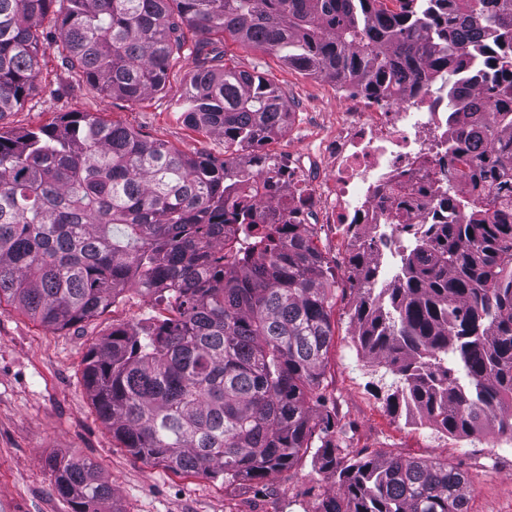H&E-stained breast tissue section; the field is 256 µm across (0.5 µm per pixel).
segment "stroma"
Returning <instances> with one entry per match:
<instances>
[{
	"label": "stroma",
	"mask_w": 512,
	"mask_h": 512,
	"mask_svg": "<svg viewBox=\"0 0 512 512\" xmlns=\"http://www.w3.org/2000/svg\"><path fill=\"white\" fill-rule=\"evenodd\" d=\"M222 49L225 63L262 73L291 103L290 126L269 143L270 153L282 157L313 148L332 134L337 113L354 105L353 99L340 97L333 83L286 65L274 54L229 38ZM193 70L192 59H180L163 92L133 103L71 83L50 50L41 61L39 92L23 108L1 117L0 130L35 129L66 112H95L185 153L220 158L223 137L189 128L178 112L180 93ZM312 231L335 274L329 292L334 336L323 395L325 409L336 416L342 446L353 454L448 460L469 479L470 512H512V448H500L496 432L451 436L437 432L418 413L398 415L387 407L380 376L356 344L349 246L332 226L317 224ZM164 313L163 305L134 289L100 316L60 330L47 329L13 307H0V512H71L53 489L47 467L52 456L92 459L112 486L116 512H317L322 500L336 494L335 474L309 457L271 473L262 484L227 489L202 476H183L141 461L117 447L84 385L85 355L114 326L145 325Z\"/></svg>",
	"instance_id": "obj_1"
}]
</instances>
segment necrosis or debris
<instances>
[{"mask_svg": "<svg viewBox=\"0 0 512 512\" xmlns=\"http://www.w3.org/2000/svg\"><path fill=\"white\" fill-rule=\"evenodd\" d=\"M448 93L429 90L417 99L405 89L381 102H364L337 115L334 134L314 154L296 152L282 171L261 180L255 201L265 221L332 224L339 236L350 225L379 241L374 255L378 277L391 279L401 267L398 243L405 225L447 217L438 196L421 193L427 181L448 174ZM327 167V178L310 185L313 162ZM402 221H387L390 211Z\"/></svg>", "mask_w": 512, "mask_h": 512, "instance_id": "necrosis-or-debris-1", "label": "necrosis or debris"}]
</instances>
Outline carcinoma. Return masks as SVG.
Returning <instances> with one entry per match:
<instances>
[{
	"instance_id": "carcinoma-1",
	"label": "carcinoma",
	"mask_w": 512,
	"mask_h": 512,
	"mask_svg": "<svg viewBox=\"0 0 512 512\" xmlns=\"http://www.w3.org/2000/svg\"><path fill=\"white\" fill-rule=\"evenodd\" d=\"M384 2L0 0V118L34 95L49 49L75 82L130 102L164 90L188 54L181 117L224 136L219 162L94 112L0 132V304L51 330L99 316L129 286L168 311L112 328L84 359L97 414L132 456L228 488L310 454L339 485L319 512H469L458 467L351 456L336 418L317 410L334 336L328 264L311 225L269 224L240 193L279 173L259 149L288 129L292 108L265 76L224 64L213 45L226 35L368 99L405 83L448 88L460 123L448 166L463 165L471 190L436 188L448 223L425 225L383 288L372 243L353 231V319L363 357L393 376L390 410L414 408L453 436L493 427L512 440V207L500 201L505 181L477 191L512 170V138L493 134L475 154L480 131L467 122L490 111L512 128V0ZM59 4L57 35H46L39 21ZM486 70V99L458 98L459 77ZM48 467L72 512H105L113 491L92 460Z\"/></svg>"
}]
</instances>
